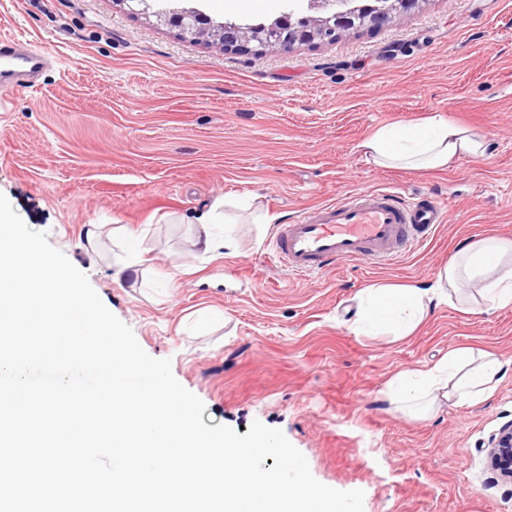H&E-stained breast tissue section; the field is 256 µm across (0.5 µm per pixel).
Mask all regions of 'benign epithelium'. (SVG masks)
<instances>
[{"label": "benign epithelium", "instance_id": "obj_1", "mask_svg": "<svg viewBox=\"0 0 512 512\" xmlns=\"http://www.w3.org/2000/svg\"><path fill=\"white\" fill-rule=\"evenodd\" d=\"M117 2L128 6V10L135 15H151L156 18L157 24L166 25L177 30L183 37L201 40L226 53L249 54L253 44L261 39L258 32L235 23L216 21L195 8L152 11L142 5L143 0ZM418 2L419 0H391L388 6L377 8L363 23L350 10L347 0H306L304 8L296 10L290 7L277 18L280 25L277 32L285 34V38L279 40L276 49L289 52L298 46L319 47L334 44L356 34L363 27L381 30L396 24ZM487 454L501 476L511 480L512 421L500 427L488 445Z\"/></svg>", "mask_w": 512, "mask_h": 512}]
</instances>
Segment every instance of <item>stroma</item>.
<instances>
[{
    "label": "stroma",
    "mask_w": 512,
    "mask_h": 512,
    "mask_svg": "<svg viewBox=\"0 0 512 512\" xmlns=\"http://www.w3.org/2000/svg\"><path fill=\"white\" fill-rule=\"evenodd\" d=\"M55 43L60 61L0 109V193L85 273L143 350L170 359L208 426L283 431L313 476L364 493V512H512L487 444L512 420V371L486 400L427 416L386 392L455 347L512 361V308H431L406 338L353 330L356 295L434 282L467 240L512 239V0H420L403 20L333 45L222 52L114 0H0V35ZM435 113L483 134L485 157L437 172L387 169L358 145ZM433 192L449 221L379 267L310 276L272 258L277 224L343 195ZM248 200L236 251L193 245L215 197ZM102 227L96 246L88 225ZM124 229L127 246L113 243ZM142 277L121 273L129 253ZM185 274L172 276L174 266Z\"/></svg>",
    "instance_id": "1"
}]
</instances>
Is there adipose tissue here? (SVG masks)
<instances>
[{
  "mask_svg": "<svg viewBox=\"0 0 512 512\" xmlns=\"http://www.w3.org/2000/svg\"><path fill=\"white\" fill-rule=\"evenodd\" d=\"M360 148L380 167L440 171L461 158L485 156L488 141L438 113L414 126L379 127ZM359 298L355 332L396 340L411 335L428 310L441 304L462 307L474 298L489 308L512 307V240L469 241L441 266L431 285H374ZM504 373L503 363L493 354L456 348L429 368L397 374L389 383L388 398L397 409L418 418L444 401H481Z\"/></svg>",
  "mask_w": 512,
  "mask_h": 512,
  "instance_id": "obj_1",
  "label": "adipose tissue"
}]
</instances>
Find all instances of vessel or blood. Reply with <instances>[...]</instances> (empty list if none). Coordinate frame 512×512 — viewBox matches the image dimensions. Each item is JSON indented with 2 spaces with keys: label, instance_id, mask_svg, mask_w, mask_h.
Here are the masks:
<instances>
[{
  "label": "vessel or blood",
  "instance_id": "obj_1",
  "mask_svg": "<svg viewBox=\"0 0 512 512\" xmlns=\"http://www.w3.org/2000/svg\"><path fill=\"white\" fill-rule=\"evenodd\" d=\"M57 58L52 43L27 44L0 37V103L12 86L35 85L44 67ZM438 196H405L400 190L350 194L304 210L291 224L280 225L272 250L281 266L306 276L348 261L393 260L431 237L447 223Z\"/></svg>",
  "mask_w": 512,
  "mask_h": 512
}]
</instances>
